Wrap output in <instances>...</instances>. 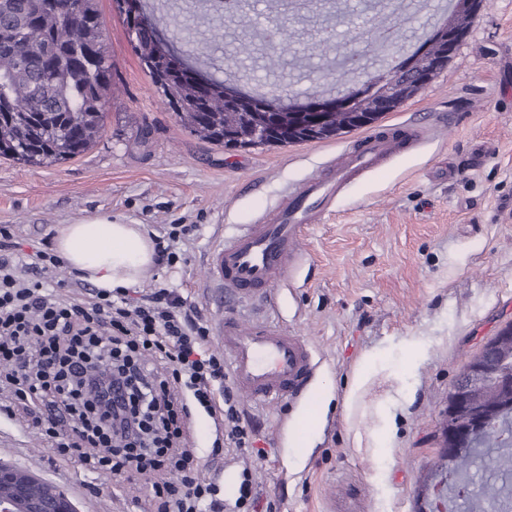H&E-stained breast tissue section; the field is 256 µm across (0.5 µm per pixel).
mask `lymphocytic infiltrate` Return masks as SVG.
<instances>
[{
    "instance_id": "f902f5d3",
    "label": "lymphocytic infiltrate",
    "mask_w": 512,
    "mask_h": 512,
    "mask_svg": "<svg viewBox=\"0 0 512 512\" xmlns=\"http://www.w3.org/2000/svg\"><path fill=\"white\" fill-rule=\"evenodd\" d=\"M208 338L173 290L94 288L83 301L0 255V408L63 458L152 478L163 512H222L192 450L194 413L216 425L213 455L254 450Z\"/></svg>"
}]
</instances>
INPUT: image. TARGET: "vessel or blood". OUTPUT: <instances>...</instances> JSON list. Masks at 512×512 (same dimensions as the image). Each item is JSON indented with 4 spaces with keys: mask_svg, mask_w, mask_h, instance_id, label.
Returning <instances> with one entry per match:
<instances>
[{
    "mask_svg": "<svg viewBox=\"0 0 512 512\" xmlns=\"http://www.w3.org/2000/svg\"><path fill=\"white\" fill-rule=\"evenodd\" d=\"M411 127L375 130L326 162L324 170L285 193L252 223L225 237L207 259V275L237 301L269 297L294 278L301 234L320 223L341 183L376 170L413 146ZM235 386L250 401L269 405L296 402L323 362L300 336L272 317H226L217 330Z\"/></svg>",
    "mask_w": 512,
    "mask_h": 512,
    "instance_id": "obj_1",
    "label": "vessel or blood"
}]
</instances>
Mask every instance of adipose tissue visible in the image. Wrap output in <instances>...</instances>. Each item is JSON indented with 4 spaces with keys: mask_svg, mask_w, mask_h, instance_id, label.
Wrapping results in <instances>:
<instances>
[{
    "mask_svg": "<svg viewBox=\"0 0 512 512\" xmlns=\"http://www.w3.org/2000/svg\"><path fill=\"white\" fill-rule=\"evenodd\" d=\"M56 248L68 266L98 287H129L153 265L155 248L138 224L93 218L57 230Z\"/></svg>",
    "mask_w": 512,
    "mask_h": 512,
    "instance_id": "adipose-tissue-1",
    "label": "adipose tissue"
}]
</instances>
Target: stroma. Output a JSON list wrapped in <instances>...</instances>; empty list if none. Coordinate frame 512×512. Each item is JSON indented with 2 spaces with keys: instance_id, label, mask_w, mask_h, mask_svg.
<instances>
[{
  "instance_id": "stroma-1",
  "label": "stroma",
  "mask_w": 512,
  "mask_h": 512,
  "mask_svg": "<svg viewBox=\"0 0 512 512\" xmlns=\"http://www.w3.org/2000/svg\"><path fill=\"white\" fill-rule=\"evenodd\" d=\"M166 40L202 74L233 76L304 100L316 83L344 90L390 66L447 16L448 0H141ZM112 64L104 134L82 155L52 166L0 161V228L20 265L55 244L58 225L106 217L144 225L152 238L192 224L173 265L154 266L138 284L177 291L216 329L227 307L209 285L211 250L289 188L315 175L359 136L350 131L299 144L224 147L183 126L154 86L114 0H97ZM382 14L393 36L384 55L362 38L365 12ZM286 19L293 45L271 69L264 38L270 18ZM253 51L236 54L239 42ZM209 48L196 54L197 45ZM381 124H417L421 143L349 184L334 212L308 225L292 286L280 288L281 323L305 337L324 367L312 396H326L311 448L293 453L290 432L303 410L288 404L241 407L258 431L262 460L229 449L212 456L215 426L193 418V448L219 485L224 512L250 468L272 512H430L452 486L455 512H495L502 473L477 462L468 479L438 468L443 411L465 366L512 320V0H483L454 58L431 82L384 114ZM421 360L409 370L407 357ZM377 373L356 404L347 401L362 355ZM0 461L64 491L78 512H156L144 478L77 467L33 431L0 414Z\"/></svg>"
}]
</instances>
